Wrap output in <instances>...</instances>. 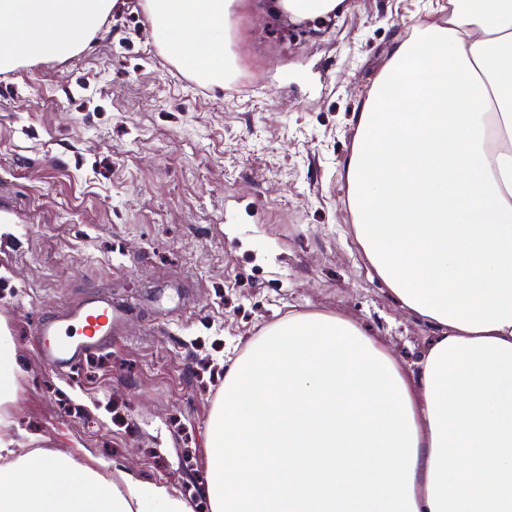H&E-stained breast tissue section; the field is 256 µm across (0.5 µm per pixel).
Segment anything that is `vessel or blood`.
<instances>
[{
	"label": "vessel or blood",
	"instance_id": "vessel-or-blood-1",
	"mask_svg": "<svg viewBox=\"0 0 512 512\" xmlns=\"http://www.w3.org/2000/svg\"><path fill=\"white\" fill-rule=\"evenodd\" d=\"M117 314L110 299L93 296L62 316L38 318L31 332L43 362L54 373L73 370L112 343Z\"/></svg>",
	"mask_w": 512,
	"mask_h": 512
}]
</instances>
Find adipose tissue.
I'll return each instance as SVG.
<instances>
[{
    "instance_id": "ef3b65f1",
    "label": "adipose tissue",
    "mask_w": 512,
    "mask_h": 512,
    "mask_svg": "<svg viewBox=\"0 0 512 512\" xmlns=\"http://www.w3.org/2000/svg\"><path fill=\"white\" fill-rule=\"evenodd\" d=\"M117 0H0V73L76 53ZM236 0H145L153 34L223 83ZM345 160L354 233L438 330L407 369L352 321L288 316L230 359L206 430L209 512H512V0H448L399 43ZM0 321V512H194L166 485L16 453Z\"/></svg>"
}]
</instances>
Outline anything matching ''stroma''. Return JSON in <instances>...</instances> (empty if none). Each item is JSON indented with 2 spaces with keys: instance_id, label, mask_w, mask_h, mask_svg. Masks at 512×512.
Here are the masks:
<instances>
[{
  "instance_id": "stroma-1",
  "label": "stroma",
  "mask_w": 512,
  "mask_h": 512,
  "mask_svg": "<svg viewBox=\"0 0 512 512\" xmlns=\"http://www.w3.org/2000/svg\"><path fill=\"white\" fill-rule=\"evenodd\" d=\"M448 0H343L298 19L242 0L237 67L190 85L142 0L72 56L0 73V319L16 349L17 438L105 460L205 512V432L224 361L290 314L341 315L402 364L433 325L359 246L343 162L393 46ZM108 294L111 348L48 373L30 331Z\"/></svg>"
}]
</instances>
